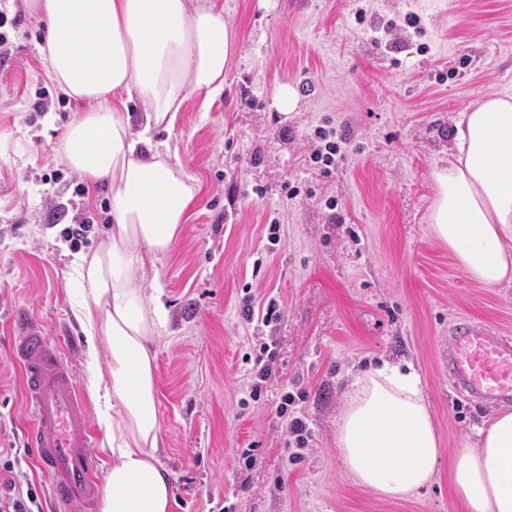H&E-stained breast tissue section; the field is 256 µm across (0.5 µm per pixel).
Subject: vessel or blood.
Segmentation results:
<instances>
[{
	"label": "vessel or blood",
	"mask_w": 512,
	"mask_h": 512,
	"mask_svg": "<svg viewBox=\"0 0 512 512\" xmlns=\"http://www.w3.org/2000/svg\"><path fill=\"white\" fill-rule=\"evenodd\" d=\"M18 364L30 416L26 444L50 479L58 512H95L99 460L90 450V421L61 341L24 309L12 316ZM453 390L475 401L512 402V339L478 322L459 324L448 336Z\"/></svg>",
	"instance_id": "obj_1"
}]
</instances>
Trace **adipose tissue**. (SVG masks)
I'll list each match as a JSON object with an SVG mask.
<instances>
[{"label": "adipose tissue", "instance_id": "1", "mask_svg": "<svg viewBox=\"0 0 512 512\" xmlns=\"http://www.w3.org/2000/svg\"><path fill=\"white\" fill-rule=\"evenodd\" d=\"M51 34L40 56L67 97L90 103L56 152L88 192L106 186V242L73 262L90 287L83 312L91 352L110 353L93 387L98 423L112 451L101 512H170L172 484L157 462L159 400L149 350L162 324L160 297L146 298L128 269L135 246L167 254L189 218L197 179L172 161L167 142L189 96L213 98L236 37L223 11L192 0H26ZM137 98L133 123L117 97ZM434 237L487 288L512 282V97L491 94L459 112L448 161L431 171ZM457 448L452 486L466 512H512V412ZM343 470L377 495L403 500L428 487L442 450L413 364L382 362L357 373L336 434Z\"/></svg>", "mask_w": 512, "mask_h": 512}]
</instances>
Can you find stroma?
Here are the masks:
<instances>
[{"instance_id": "obj_1", "label": "stroma", "mask_w": 512, "mask_h": 512, "mask_svg": "<svg viewBox=\"0 0 512 512\" xmlns=\"http://www.w3.org/2000/svg\"><path fill=\"white\" fill-rule=\"evenodd\" d=\"M212 2L238 44L224 90L208 102L191 96L165 135L199 190L171 251L131 270L167 308L153 351L171 512H464L448 486L451 457L499 407L454 394L442 352L463 320L512 335V285L477 283L434 238L430 174L448 156L457 112L512 95V0ZM0 12V466L12 463L15 481L0 478V496L32 490L50 512L48 479L22 441L28 412L7 319L24 308L65 339L91 399L108 354L88 357L81 313L92 298L71 261L106 241L111 204L87 195L55 151L89 105L62 94L42 64L47 23L25 0H0ZM409 13L419 28L401 27ZM283 85L297 92L289 112L276 101ZM319 126L344 138L328 175L309 164ZM80 222L89 230L75 247L64 230ZM248 294L278 298L281 321L245 323ZM270 341L277 370L254 401L252 358ZM400 359L420 375L443 455L431 486L386 500L343 472L336 430L352 377ZM286 391L302 393L296 411L312 436L297 464L277 413Z\"/></svg>"}]
</instances>
